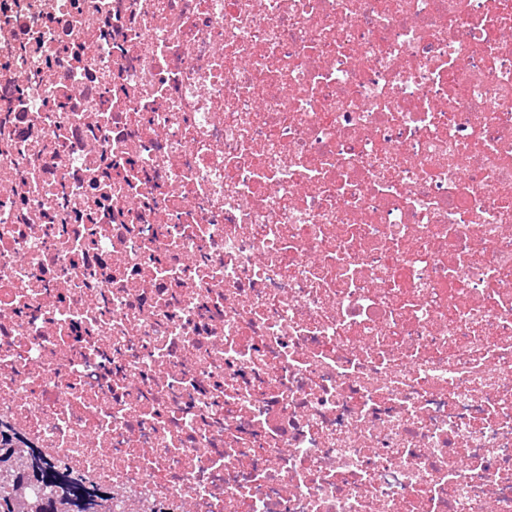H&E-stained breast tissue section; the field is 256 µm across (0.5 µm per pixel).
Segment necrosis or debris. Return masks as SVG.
Here are the masks:
<instances>
[{"mask_svg":"<svg viewBox=\"0 0 512 512\" xmlns=\"http://www.w3.org/2000/svg\"><path fill=\"white\" fill-rule=\"evenodd\" d=\"M0 433L70 512H512V0H0Z\"/></svg>","mask_w":512,"mask_h":512,"instance_id":"necrosis-or-debris-1","label":"necrosis or debris"}]
</instances>
